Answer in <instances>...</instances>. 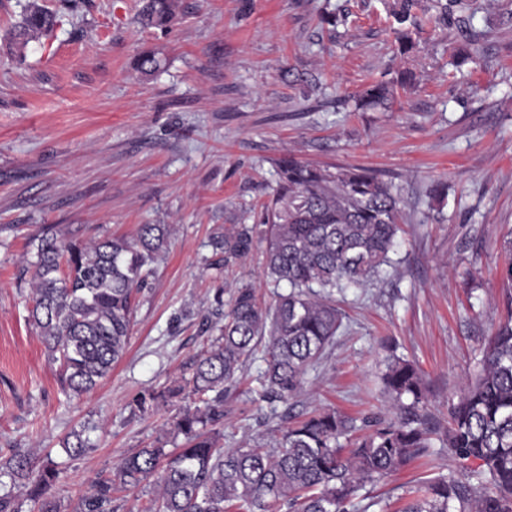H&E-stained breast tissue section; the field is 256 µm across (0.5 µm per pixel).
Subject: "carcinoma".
Returning a JSON list of instances; mask_svg holds the SVG:
<instances>
[{"label": "carcinoma", "instance_id": "cac0c4a2", "mask_svg": "<svg viewBox=\"0 0 512 512\" xmlns=\"http://www.w3.org/2000/svg\"><path fill=\"white\" fill-rule=\"evenodd\" d=\"M420 0H397L392 16L397 52L416 49L411 28ZM178 0H146L142 21L165 28L177 16ZM53 12L32 7L13 33L19 44L47 34ZM153 52L137 58L145 75L158 71ZM392 91L369 84L356 95L366 112L386 104ZM402 188L374 170L312 166L293 155L277 162L271 199L254 224H233L213 239L229 265L264 243V275L277 289L261 305L248 285L234 289L209 347L191 365L186 384L198 405L180 411L172 423L183 446L158 442L123 457L100 477L79 512H114L113 494L138 488L157 476L158 491L140 512H346L361 482L391 474L429 447L437 427L426 412L427 386L411 362L391 359L384 392L397 411L389 422L362 421L335 409L318 410L281 431L276 447L255 442L224 449V391L243 375L257 352L265 368L262 396L288 400L308 367L319 363L343 326L334 293L362 288L392 262L403 232ZM168 224H141L135 236L68 239L49 225L33 235L28 321L58 380L69 396L94 390L124 357L133 324L135 298L166 251ZM505 319L490 336L481 367L450 410L448 448L456 457L479 462L488 488L477 491L462 478L439 476L423 483L400 512H512V262L504 273ZM168 394L143 392L133 404L144 411ZM62 471L50 458L14 451L0 457V478L29 485L30 512H62L50 495Z\"/></svg>", "mask_w": 512, "mask_h": 512}]
</instances>
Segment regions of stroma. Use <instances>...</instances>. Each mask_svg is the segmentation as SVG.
Segmentation results:
<instances>
[{"label":"stroma","instance_id":"1","mask_svg":"<svg viewBox=\"0 0 512 512\" xmlns=\"http://www.w3.org/2000/svg\"><path fill=\"white\" fill-rule=\"evenodd\" d=\"M27 0H0V454L33 451L59 463L53 489L75 512L99 474L136 449L167 441L192 395L142 412L141 391L187 376L219 302L242 284L271 304L261 251L217 266L213 239L249 224L267 201L275 164L293 154L317 167L364 166L402 187L405 233L393 263L366 287L336 293L343 328L287 402L259 396L253 360L224 394V445L274 443L277 429L333 407L388 420L386 359L413 362L427 411L449 410L478 369L505 312L512 262V0H461L442 30L397 56L389 0H181L166 30L142 27L143 0H37L54 30L27 47L9 32ZM336 16V26L323 24ZM478 34L476 60L458 63ZM158 51L161 69H135ZM411 70L415 86L356 111L368 82ZM448 196L435 208L431 185ZM53 224L87 239L170 224L163 261L137 297L128 350L92 392L66 397L28 322L30 236ZM83 432L89 448L66 453ZM434 434L428 452L365 482L348 512H398L438 475L484 487Z\"/></svg>","mask_w":512,"mask_h":512}]
</instances>
